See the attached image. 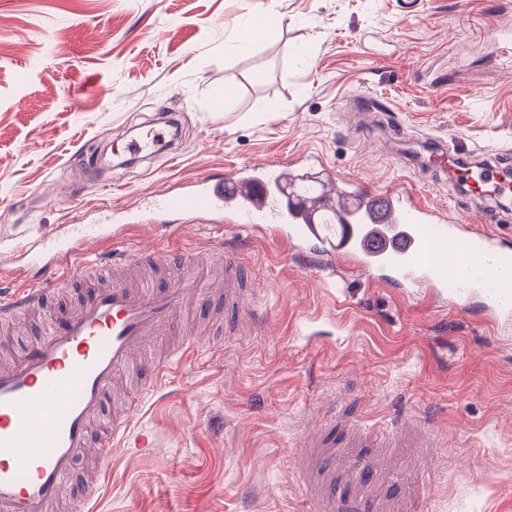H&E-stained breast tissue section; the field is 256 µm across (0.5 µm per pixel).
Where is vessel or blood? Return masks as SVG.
<instances>
[{
  "label": "vessel or blood",
  "mask_w": 512,
  "mask_h": 512,
  "mask_svg": "<svg viewBox=\"0 0 512 512\" xmlns=\"http://www.w3.org/2000/svg\"><path fill=\"white\" fill-rule=\"evenodd\" d=\"M429 165L455 171L470 194L495 198L512 191L502 179V162H472L434 141ZM301 167L284 161L270 166L238 164L222 177L207 174L159 194L152 202L159 215L182 219L216 218L229 224L288 225L300 242H317L320 269H334L344 258L368 276L390 275L399 284L452 288L456 301L470 294L483 297L493 319L512 316V266L502 263L507 239L474 224L448 220L416 202L407 188L378 191L325 172L320 196L294 193ZM335 214L331 226L316 221L319 211ZM116 210L102 223L74 224L64 236H50L25 253V265L42 270L36 285L0 299V319L24 311L35 314V339L11 365L0 369V512H52L62 496L65 478L73 476L79 455L94 451L100 461L127 422H103L112 387L136 366L140 352L158 338L182 333L186 321L224 316L233 322L255 310L259 289L233 254H225L224 282L216 284L194 252L159 253L155 247L131 244L120 263L88 262L91 245L104 246L121 233ZM473 237L477 250L443 262L442 254L458 240ZM165 266L172 281L144 277L127 281L118 268ZM83 286L76 311L49 314L59 290L68 283ZM196 347L189 341L158 362L153 378L175 370ZM102 430H95L96 422ZM428 431L412 416L373 431L358 411L343 408L326 417L320 428L302 439L296 455L304 490L317 512H413L410 492L426 471L422 463L403 479L392 459L401 448H428Z\"/></svg>",
  "instance_id": "vessel-or-blood-1"
}]
</instances>
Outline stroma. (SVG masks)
<instances>
[{
  "instance_id": "1",
  "label": "stroma",
  "mask_w": 512,
  "mask_h": 512,
  "mask_svg": "<svg viewBox=\"0 0 512 512\" xmlns=\"http://www.w3.org/2000/svg\"><path fill=\"white\" fill-rule=\"evenodd\" d=\"M264 0H0V267L103 203L135 212L200 173L245 160L330 167L410 188L425 204L512 239V204L462 192L427 163L430 139L512 169V0H281L246 53L235 38ZM174 114L164 152L120 165L113 140ZM89 156L99 191L71 162ZM234 251L266 287L260 322L150 386L107 466L92 512H315L295 452L316 414L357 407L386 427L418 416L435 435L418 494L427 512H512V320L491 328L424 287L398 288L345 262L311 271L316 247L264 225L206 222L128 240Z\"/></svg>"
}]
</instances>
